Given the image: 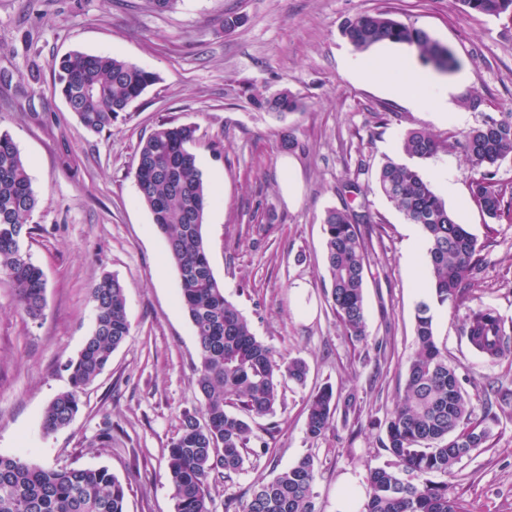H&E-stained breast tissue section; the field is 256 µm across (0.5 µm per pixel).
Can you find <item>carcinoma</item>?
Listing matches in <instances>:
<instances>
[{
    "instance_id": "carcinoma-1",
    "label": "carcinoma",
    "mask_w": 512,
    "mask_h": 512,
    "mask_svg": "<svg viewBox=\"0 0 512 512\" xmlns=\"http://www.w3.org/2000/svg\"><path fill=\"white\" fill-rule=\"evenodd\" d=\"M466 10L512 19V0H458ZM341 35L359 52L382 43L415 47L442 72L456 68L447 47L425 30L406 26L385 12L360 13L346 20ZM56 86L71 112L89 132L112 130V123L156 81L154 73L117 56L72 53L54 63ZM255 104L282 118L300 109L287 89ZM197 128L161 122L140 142L134 177L142 203L168 247L179 277V298L198 340L196 385L199 414H185L168 448L167 475L175 512H214L211 489L233 480L254 454L250 421L273 416L281 405L279 386L306 382L304 360L288 358L260 341L247 318L224 296L203 238L209 195L200 159L192 150ZM447 143L425 129L406 133L404 159L387 158L376 178L378 190L413 224L420 226L429 272L428 291L415 317V350L409 358L404 392L391 413L382 448L390 460L368 469L362 512H463L448 483L456 464L482 446L488 431L473 417L454 367L438 347L432 309L458 305L481 273L483 246L448 208L418 163L458 147L476 173L472 200L491 219L512 215V198L496 180V169L512 158V118L484 117L482 124L450 135ZM38 197L12 136L0 130V278L13 286L18 310L32 320L44 315L46 280L25 248ZM367 220L349 207L332 208L322 220L324 257L336 319L357 340L367 338L364 269L367 244L360 224ZM96 324L77 358L66 364L72 389L46 405L42 430L70 425L79 411V392L106 368L129 334L125 287L105 275L89 291ZM464 335L490 360L512 349V323L495 311L472 312ZM333 390L323 388L307 403L305 430L312 440L333 426ZM318 464L311 455L250 489L236 512H317L313 486ZM126 487L105 468H49L22 455L0 454V512H126Z\"/></svg>"
}]
</instances>
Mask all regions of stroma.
I'll list each match as a JSON object with an SVG mask.
<instances>
[{"mask_svg": "<svg viewBox=\"0 0 512 512\" xmlns=\"http://www.w3.org/2000/svg\"><path fill=\"white\" fill-rule=\"evenodd\" d=\"M378 11L451 50L457 69L432 72L429 91L449 90L461 120L415 110L382 83L357 76L359 65L406 50L382 44L360 53L342 37L344 21ZM224 17L236 26L222 29ZM72 51L121 57L158 81L111 131L88 133L53 87V60ZM285 88L301 102L286 119L254 105V97ZM488 114H512V21L462 10L454 0H179L163 14L146 0H0V130L11 134L40 200L26 245L46 280L45 312L35 322L19 313L0 280V454L22 450L44 467H105L127 488V512H174L168 446L183 413L200 408L198 347L134 170L139 141L158 123L191 124L213 192L203 226L213 274L260 340L309 366L305 385L283 382L275 418L253 421L256 454L233 481L213 487L214 510L224 512L225 502L309 454L319 466L317 507L331 512L343 474L363 480L387 460L381 442L403 392L415 309L428 284L423 250L409 248L420 228L378 191L376 172L385 158L399 157L408 131L443 140ZM286 133L296 149L282 148ZM285 158L301 182L293 205L281 193L291 174ZM422 169L486 257L468 299L433 320L476 418L490 429L455 466L448 492L467 512H512V405L487 404L490 387L512 390V352L488 360L463 334L473 310L512 320V219L489 220L473 202L459 149L441 151ZM352 179L371 219L364 341L331 309L323 256L322 217L352 203L341 191ZM107 273L125 286L129 334L81 391L72 423L44 434L45 406L70 388L64 365L95 327L89 290ZM299 284L306 287L300 299ZM324 387L338 402L334 428L312 440L306 405ZM107 427L112 439L100 441Z\"/></svg>", "mask_w": 512, "mask_h": 512, "instance_id": "stroma-1", "label": "stroma"}]
</instances>
